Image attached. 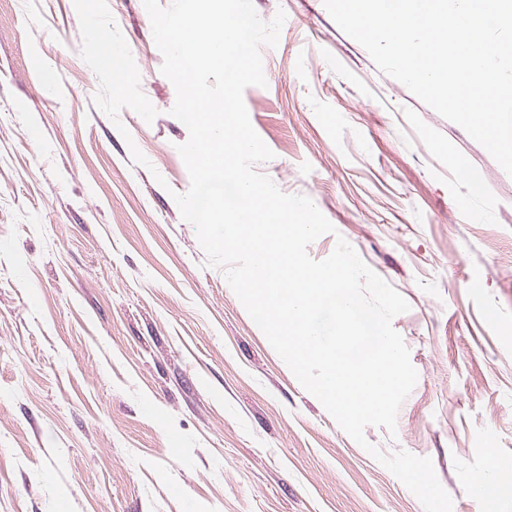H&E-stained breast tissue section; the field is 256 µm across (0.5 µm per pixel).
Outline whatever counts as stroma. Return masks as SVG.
I'll return each instance as SVG.
<instances>
[{"instance_id": "1", "label": "stroma", "mask_w": 512, "mask_h": 512, "mask_svg": "<svg viewBox=\"0 0 512 512\" xmlns=\"http://www.w3.org/2000/svg\"><path fill=\"white\" fill-rule=\"evenodd\" d=\"M261 50L258 164L409 303L418 380L384 452L430 458L453 512H512L469 488L512 458V177L383 74L323 0ZM157 110L111 120L73 0H0V512H424L274 351L173 199L190 177L142 0H107ZM138 147L146 164L135 163ZM478 175L468 191L449 166Z\"/></svg>"}]
</instances>
